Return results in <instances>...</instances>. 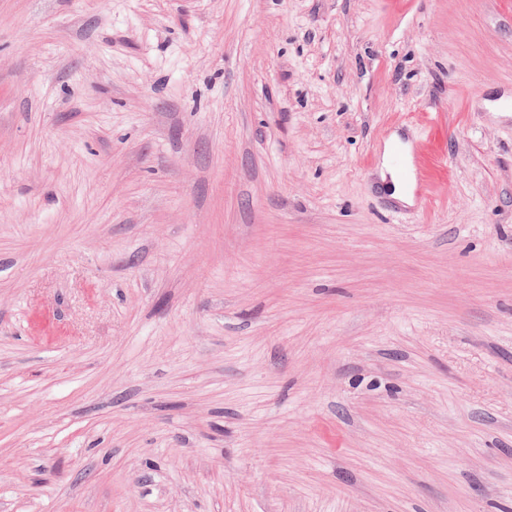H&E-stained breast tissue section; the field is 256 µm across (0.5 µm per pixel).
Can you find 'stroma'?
<instances>
[{
    "label": "stroma",
    "instance_id": "stroma-1",
    "mask_svg": "<svg viewBox=\"0 0 512 512\" xmlns=\"http://www.w3.org/2000/svg\"><path fill=\"white\" fill-rule=\"evenodd\" d=\"M504 101L512 0H0V512H512ZM402 143L394 136L386 145L383 161L379 169L381 182L388 189H393L392 197L399 201H407L406 193L401 188L402 172L392 164V156L396 148H401Z\"/></svg>",
    "mask_w": 512,
    "mask_h": 512
}]
</instances>
